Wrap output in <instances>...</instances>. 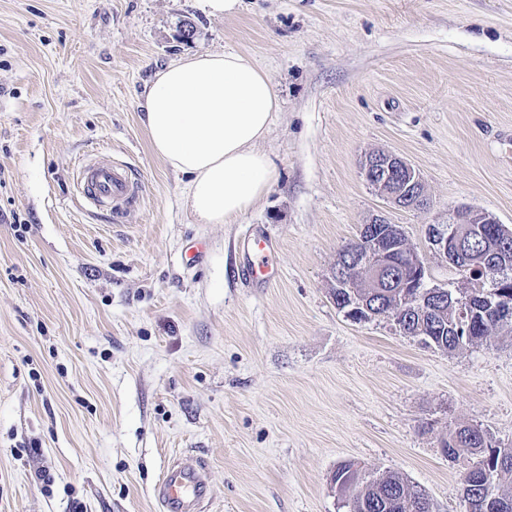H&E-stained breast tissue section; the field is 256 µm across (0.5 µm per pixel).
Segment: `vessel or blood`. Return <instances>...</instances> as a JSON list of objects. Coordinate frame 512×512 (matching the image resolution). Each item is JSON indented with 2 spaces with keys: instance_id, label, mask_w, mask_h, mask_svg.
Instances as JSON below:
<instances>
[{
  "instance_id": "1",
  "label": "vessel or blood",
  "mask_w": 512,
  "mask_h": 512,
  "mask_svg": "<svg viewBox=\"0 0 512 512\" xmlns=\"http://www.w3.org/2000/svg\"><path fill=\"white\" fill-rule=\"evenodd\" d=\"M77 186L86 204L118 218L139 199L140 185L125 165L102 160L80 169ZM245 277L253 285L264 288L278 275L275 260L277 244L269 236L257 234L242 244ZM156 495L164 512H208L212 493L206 465L191 454L180 455L164 470Z\"/></svg>"
}]
</instances>
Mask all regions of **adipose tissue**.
<instances>
[{
    "mask_svg": "<svg viewBox=\"0 0 512 512\" xmlns=\"http://www.w3.org/2000/svg\"><path fill=\"white\" fill-rule=\"evenodd\" d=\"M141 108L151 151L187 179L193 223H233L277 181L259 143L279 99L249 57L212 51L173 59L153 73Z\"/></svg>",
    "mask_w": 512,
    "mask_h": 512,
    "instance_id": "adipose-tissue-1",
    "label": "adipose tissue"
}]
</instances>
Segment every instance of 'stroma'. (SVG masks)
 I'll return each mask as SVG.
<instances>
[{"mask_svg": "<svg viewBox=\"0 0 512 512\" xmlns=\"http://www.w3.org/2000/svg\"><path fill=\"white\" fill-rule=\"evenodd\" d=\"M218 50L275 85L260 147L279 178L234 223L195 224L140 105L156 69ZM376 150L420 174L430 209L367 187ZM99 151L143 186L117 221L77 190ZM468 208L512 228V0H242L224 18L198 0H0V512H160L182 453L207 465L211 512H348L331 485L347 460L464 512L477 457L441 442L473 426L512 446V331L427 348L392 318H346L329 277L380 214L429 285L465 287L427 229ZM254 233L279 246L268 288L237 270Z\"/></svg>", "mask_w": 512, "mask_h": 512, "instance_id": "35a3bbf8", "label": "stroma"}]
</instances>
